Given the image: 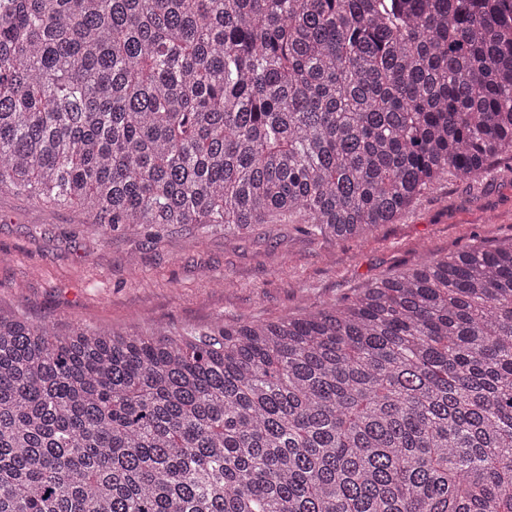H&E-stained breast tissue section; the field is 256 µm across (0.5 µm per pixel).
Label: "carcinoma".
<instances>
[{
  "label": "carcinoma",
  "instance_id": "1",
  "mask_svg": "<svg viewBox=\"0 0 512 512\" xmlns=\"http://www.w3.org/2000/svg\"><path fill=\"white\" fill-rule=\"evenodd\" d=\"M512 162V0H0V193L391 224ZM0 512H512V243L302 316L0 311Z\"/></svg>",
  "mask_w": 512,
  "mask_h": 512
}]
</instances>
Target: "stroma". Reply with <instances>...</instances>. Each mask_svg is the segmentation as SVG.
I'll return each instance as SVG.
<instances>
[{
    "label": "stroma",
    "mask_w": 512,
    "mask_h": 512,
    "mask_svg": "<svg viewBox=\"0 0 512 512\" xmlns=\"http://www.w3.org/2000/svg\"><path fill=\"white\" fill-rule=\"evenodd\" d=\"M76 208L0 193V308L52 325L124 333L272 321L476 246L512 241V167L448 175L365 240L314 237L279 218L243 234L220 224L87 233Z\"/></svg>",
    "instance_id": "1"
}]
</instances>
